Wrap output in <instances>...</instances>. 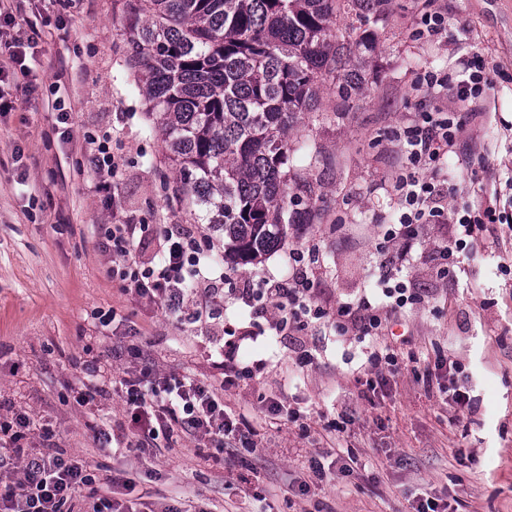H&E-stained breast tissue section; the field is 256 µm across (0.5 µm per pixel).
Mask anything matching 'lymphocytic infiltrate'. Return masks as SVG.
<instances>
[{
    "instance_id": "1",
    "label": "lymphocytic infiltrate",
    "mask_w": 512,
    "mask_h": 512,
    "mask_svg": "<svg viewBox=\"0 0 512 512\" xmlns=\"http://www.w3.org/2000/svg\"><path fill=\"white\" fill-rule=\"evenodd\" d=\"M461 65L453 74L426 69L417 78L418 87L449 90L455 103L461 104V111L438 105L425 107L416 113L411 125L393 133L404 161L391 185L398 211L384 233L385 241L395 246L385 262L388 270H401L408 263L423 225L451 224L446 252L452 255L469 251L490 226L504 221L496 201L478 193L463 209L449 210L437 185L436 178L449 160L459 156L462 133L471 118L467 105L482 101L501 71L500 64L477 53L462 60ZM147 230V225L130 217L99 225L102 247L119 259L112 277L134 298L161 305L172 314L181 312L193 294L186 286L187 275L200 270L201 245L183 225L167 224L159 238V258L144 264L134 251ZM319 255L320 247L315 243L290 250L292 272L287 281H265L253 294V301L264 311L272 305L287 309L288 320L298 331L328 319L342 334L372 337L382 335L390 320L400 318L407 306L420 300L416 292L399 282L383 287L384 304L375 305L361 297L324 310L315 302L314 271ZM120 389L125 395L130 432L118 442L117 452L143 454L157 439L183 433L206 437L216 447H223L230 424L224 418V400L212 386L171 379L148 365L139 376L122 379ZM33 426V419L20 408L13 409L11 419L0 421V462L9 460L21 467L19 478L0 480V512H72V500L95 481L91 466L59 452L47 428L42 431L43 448L26 447Z\"/></svg>"
}]
</instances>
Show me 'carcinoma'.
I'll list each match as a JSON object with an SVG mask.
<instances>
[{"label":"carcinoma","mask_w":512,"mask_h":512,"mask_svg":"<svg viewBox=\"0 0 512 512\" xmlns=\"http://www.w3.org/2000/svg\"><path fill=\"white\" fill-rule=\"evenodd\" d=\"M388 0H137L124 30L188 203L224 230V263L254 265L310 222L288 142L328 79L361 94ZM349 30L336 32L342 15Z\"/></svg>","instance_id":"cac0c4a2"}]
</instances>
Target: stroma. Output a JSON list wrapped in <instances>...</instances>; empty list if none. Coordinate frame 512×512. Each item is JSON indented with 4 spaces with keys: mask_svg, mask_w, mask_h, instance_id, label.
Returning a JSON list of instances; mask_svg holds the SVG:
<instances>
[{
    "mask_svg": "<svg viewBox=\"0 0 512 512\" xmlns=\"http://www.w3.org/2000/svg\"><path fill=\"white\" fill-rule=\"evenodd\" d=\"M422 2L389 0L364 92L346 113L337 114L327 90L318 111L292 131L291 170L318 194L310 224L285 249L232 271L223 232L184 199L139 90L123 37L135 0H9L0 60L14 39L33 44L34 54L0 81V93L16 103L0 115V407L24 408L36 424H50L59 448L91 463L98 495L111 477L126 475L136 489L123 502L137 512H162L175 500L183 512H415L426 501L450 512H512L511 227L497 226L452 264L443 256L450 225H425L399 274L422 300L391 334L370 342L328 324L274 335L279 312L251 315L238 294L286 279L289 249L314 241L320 306L380 301L384 222L396 208L389 188L400 166L388 135L421 104L450 105L447 93L417 88L421 71L458 70L475 52L504 69L472 136L484 190L512 215V0H442L456 34L450 43L413 37ZM59 101L70 115L67 140L58 131ZM106 133L118 164L107 198L87 168L88 136ZM126 216L149 227L138 249L145 262L159 253L162 225L195 231L206 277L226 287L213 317L177 319L121 292L95 229ZM111 313L114 323L102 324ZM227 331L242 340V363L265 362L223 393L231 419L257 422L255 436L228 435L219 450L184 434L148 456L101 448L96 429L118 436L125 420L116 381L148 362L171 377L219 385L216 348ZM384 348L397 354V369L368 365L370 352ZM440 356L452 363L451 377L425 376ZM377 377L383 385L363 393L360 379ZM89 380L106 391L78 406L74 388ZM451 383L475 406L461 423L448 404ZM272 398L297 421L270 414ZM318 449L332 466L322 483L299 493L307 457Z\"/></svg>",
    "mask_w": 512,
    "mask_h": 512,
    "instance_id": "35a3bbf8",
    "label": "stroma"
}]
</instances>
